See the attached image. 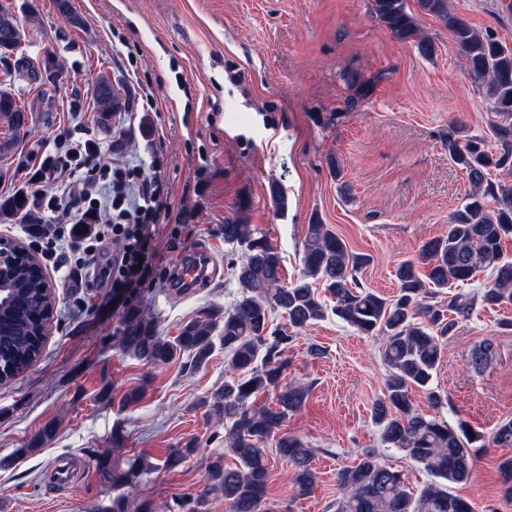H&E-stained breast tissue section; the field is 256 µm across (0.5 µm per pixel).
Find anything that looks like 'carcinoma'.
<instances>
[{"label": "carcinoma", "instance_id": "carcinoma-1", "mask_svg": "<svg viewBox=\"0 0 512 512\" xmlns=\"http://www.w3.org/2000/svg\"><path fill=\"white\" fill-rule=\"evenodd\" d=\"M416 8H411L410 2ZM378 20L392 36L416 45L424 57L435 54L430 37L419 27L416 12L439 19L453 35L462 60L479 91L490 104L491 138L473 135L455 123L443 137L448 157L466 172L471 191L453 211L448 231L422 242L413 257L395 270L398 295L383 298L358 280L371 258L348 248L319 218L312 219L302 241V273L283 282L282 260L263 232L249 224L224 225V244L230 246L228 263L237 271L240 291L228 309L210 307L183 322L174 337L162 336L156 322L138 304L129 303L119 315L118 343L123 353L159 366L187 357L196 368L207 364L218 348L236 375L224 380L203 405L224 420V451L211 457L207 491L185 493L169 506L172 512H209L208 494L224 498L229 512H275L267 499L269 469L266 447L293 468L297 495L311 493L316 484L313 452L303 442L283 432L288 417L301 410L309 388L284 383L285 352L300 330L334 314L347 326L367 336H379L382 358L388 367L383 397L372 407V418L386 448L401 452L421 465L433 480L418 493L409 491L404 474L386 465L373 448L362 452L355 466L336 476L339 496L336 512H474L472 504L451 492L468 483L477 447L484 437L463 421L452 425L444 417L447 402L432 387L444 345L454 335L459 320L476 307H499L512 302V260L502 243L512 239V46L483 34L448 8V0H374ZM26 32L16 17L0 8V58L21 48ZM130 98L112 89L108 75L95 85V112H126ZM25 105L0 88V123L17 129ZM0 213L17 216L34 227L40 220L27 210L25 197L0 200ZM486 272L490 285L474 292L452 288ZM40 269L27 272V287L0 308V385L11 382L34 363L43 351L42 329L51 304L41 292ZM282 313L287 327H272V315ZM487 339L472 352L468 364L480 371L492 356ZM419 388L428 411L415 410L409 391ZM274 395V405L262 400ZM493 444L512 447V418L499 423ZM198 451L193 441L168 453L164 467L175 468ZM234 456L239 466L224 464ZM159 468L147 455L134 458L127 471L112 482L133 487L138 479Z\"/></svg>", "mask_w": 512, "mask_h": 512}]
</instances>
